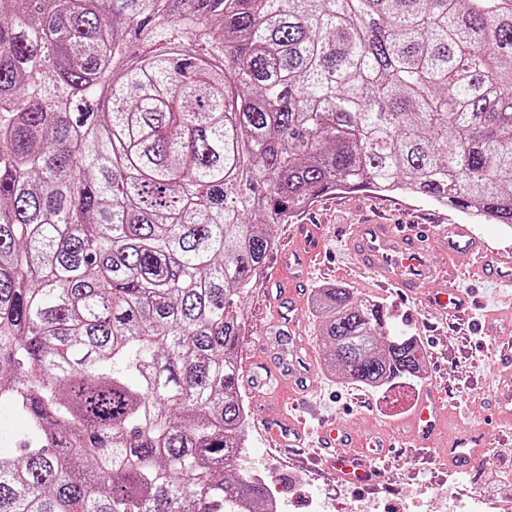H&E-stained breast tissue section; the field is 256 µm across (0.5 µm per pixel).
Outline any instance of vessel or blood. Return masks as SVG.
<instances>
[{"label": "vessel or blood", "instance_id": "vessel-or-blood-1", "mask_svg": "<svg viewBox=\"0 0 512 512\" xmlns=\"http://www.w3.org/2000/svg\"><path fill=\"white\" fill-rule=\"evenodd\" d=\"M347 248L378 286L424 297L431 307L458 319L464 318L470 298L456 285L458 273L452 264L453 257L467 255L482 278L512 287V251L489 256L487 243L470 224H358L351 230ZM320 254L319 242L304 230L298 233L295 247L289 249L283 259L289 271L301 277ZM275 375L271 366L259 361L248 370L247 384L257 393L268 387ZM256 414L280 443L302 446L303 422L286 412L283 400H270L266 407L257 409ZM497 418L512 420V365L507 363L500 373ZM445 421L441 395L433 390L426 391L409 420V438L418 448L441 443L448 450L449 467L464 468L471 462L475 448L482 446L483 431L479 428L452 431L443 438L439 432ZM318 443L337 476L352 483L364 482L370 477L369 472L357 464V449H382L390 445L386 439L356 437L347 427L328 419L319 427Z\"/></svg>", "mask_w": 512, "mask_h": 512}]
</instances>
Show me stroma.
I'll list each match as a JSON object with an SVG mask.
<instances>
[{
  "instance_id": "1",
  "label": "stroma",
  "mask_w": 512,
  "mask_h": 512,
  "mask_svg": "<svg viewBox=\"0 0 512 512\" xmlns=\"http://www.w3.org/2000/svg\"><path fill=\"white\" fill-rule=\"evenodd\" d=\"M366 220L465 224L469 218L432 201L360 191L319 197L294 223L273 225V249L245 304L247 324L238 345L240 362L248 363L257 356L271 363L279 360L276 341H269L261 352L256 346L273 318L269 291L287 275L279 257L293 246L297 228L305 226L323 245L325 267L310 271L296 285L304 315L294 334L314 369L300 392L295 391L287 369L279 371L281 394L296 397L294 415L314 413L349 423L363 434L394 436L402 433L405 417L423 388L431 385L445 398L451 427L482 424L493 408L494 368L499 361L496 337L474 333L466 323L433 315L421 300L407 293L375 287L345 246L352 226ZM453 264L460 286L473 296L478 311L512 307V288H498L471 276L466 257L455 258ZM332 285L350 288L355 298L380 301L399 331L419 338L426 369L421 379L384 391L343 382L328 373L324 367L327 347L309 308L314 291ZM312 451L309 445L272 447L262 427L253 422L238 467L269 477V490L283 501L284 512H314L321 504L329 505L331 512H342L345 503L352 500L363 502L366 512H468V502L474 496L484 499V512H512V447H503L494 429L488 432L485 445L477 449L471 467L463 472L449 468L444 448L425 455L397 447L385 459H363V466L378 470L377 482L366 488L338 479L325 463H311Z\"/></svg>"
}]
</instances>
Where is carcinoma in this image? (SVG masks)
Instances as JSON below:
<instances>
[{
	"label": "carcinoma",
	"mask_w": 512,
	"mask_h": 512,
	"mask_svg": "<svg viewBox=\"0 0 512 512\" xmlns=\"http://www.w3.org/2000/svg\"><path fill=\"white\" fill-rule=\"evenodd\" d=\"M512 226V0H0V512H257L244 300L336 191ZM326 370L422 378L318 289Z\"/></svg>",
	"instance_id": "cac0c4a2"
}]
</instances>
